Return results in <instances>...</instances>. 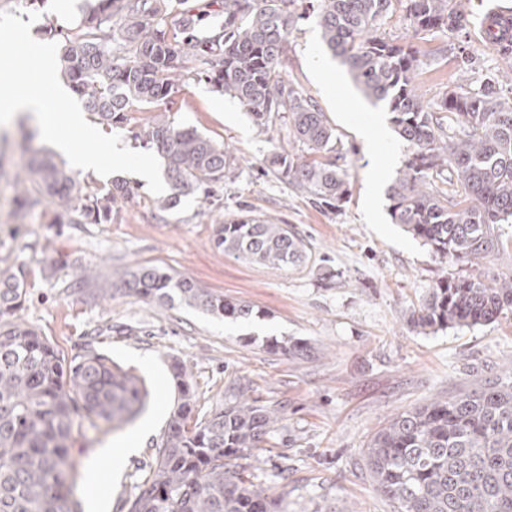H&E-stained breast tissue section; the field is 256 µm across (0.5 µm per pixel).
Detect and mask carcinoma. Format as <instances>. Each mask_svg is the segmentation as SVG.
Masks as SVG:
<instances>
[{
  "mask_svg": "<svg viewBox=\"0 0 512 512\" xmlns=\"http://www.w3.org/2000/svg\"><path fill=\"white\" fill-rule=\"evenodd\" d=\"M296 0H95L59 36L60 70L71 91L100 123L121 127L130 112H154L134 137L165 163L170 193L158 208L181 198H213L235 177L227 146L167 118L186 65L195 61L213 92L235 98L265 127L288 113L293 139L303 149L273 147L265 166L313 202L340 210L348 196L341 141L326 116L280 66L288 35L301 19ZM326 46L342 59L371 101L382 102L409 155L389 187L391 222L402 225L431 252L458 265L500 252L499 225L512 221V101L488 77L477 89L445 88L437 102L417 93L419 59L413 42L376 35L399 16L412 38L453 30L462 0H316ZM450 186L444 192L437 182ZM25 208L50 204L59 224H110L120 203L137 195L123 179L81 191L50 157L16 175ZM215 247L228 256L297 267L306 246L286 224L247 214L217 225ZM124 281L159 305L201 309L221 319L248 320L253 306L230 302L187 276L142 266ZM27 273L0 274V512H82L71 497L74 427L107 433L130 423L144 407L140 378L87 348L67 357L17 315L27 294ZM512 316V274L491 282L480 272L439 280L409 323L428 333L472 327ZM271 352L299 355L307 344L271 338ZM178 391L153 463L138 476L127 512H280L281 500L255 484L235 461L254 455L273 428L274 413L232 394L199 414L193 384L173 366ZM377 490L395 512H512V370L446 401L400 412L366 448Z\"/></svg>",
  "mask_w": 512,
  "mask_h": 512,
  "instance_id": "obj_1",
  "label": "carcinoma"
}]
</instances>
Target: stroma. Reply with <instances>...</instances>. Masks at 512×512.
Wrapping results in <instances>:
<instances>
[{"instance_id": "obj_1", "label": "stroma", "mask_w": 512, "mask_h": 512, "mask_svg": "<svg viewBox=\"0 0 512 512\" xmlns=\"http://www.w3.org/2000/svg\"><path fill=\"white\" fill-rule=\"evenodd\" d=\"M463 3L459 28L413 40L425 97L450 84L479 86L503 64L479 25L490 9L512 10V0ZM297 10L283 74L325 112L343 144L349 195L341 211L313 204L267 170L268 151L289 140L284 120L254 125L235 99L212 92L191 67L169 120L228 144L243 160L210 203L190 195L160 214L156 195L142 184L112 223H53L49 206L19 209L13 185L14 173L48 144L29 137L21 121L0 126V270L27 269L21 317L65 353L92 345L148 390L126 430H75L71 490L83 512H122L136 494V476L152 464L177 399L173 365L192 380L201 412L237 385L279 411L280 421L261 443L256 474L287 512H394L366 464L370 438L398 412L448 399L512 368V317L428 334L412 330L411 314L436 282L462 269L391 222L385 188L402 169L407 145L390 112L373 106L325 49L307 0ZM465 48L477 59L464 72ZM244 209L288 225L306 245V263L275 269L217 249L215 227ZM141 266L194 278L257 314L224 322L198 309L146 301L121 280ZM271 338L300 339L309 350L272 353L264 346ZM148 419L151 430L119 472L99 466L101 448L117 446Z\"/></svg>"}]
</instances>
